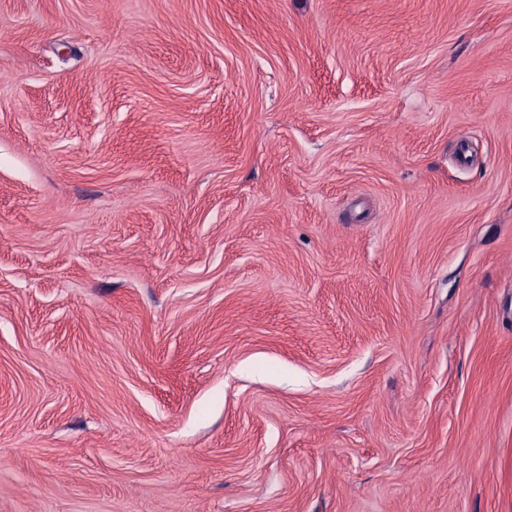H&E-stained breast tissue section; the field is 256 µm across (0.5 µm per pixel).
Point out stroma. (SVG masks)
<instances>
[{"label": "stroma", "instance_id": "stroma-1", "mask_svg": "<svg viewBox=\"0 0 512 512\" xmlns=\"http://www.w3.org/2000/svg\"><path fill=\"white\" fill-rule=\"evenodd\" d=\"M0 512H512V0H0Z\"/></svg>", "mask_w": 512, "mask_h": 512}]
</instances>
